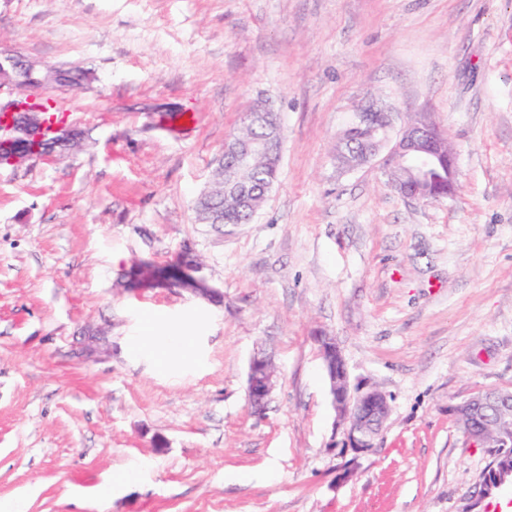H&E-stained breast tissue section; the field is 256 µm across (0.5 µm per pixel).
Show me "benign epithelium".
Wrapping results in <instances>:
<instances>
[{"label": "benign epithelium", "mask_w": 512, "mask_h": 512, "mask_svg": "<svg viewBox=\"0 0 512 512\" xmlns=\"http://www.w3.org/2000/svg\"><path fill=\"white\" fill-rule=\"evenodd\" d=\"M23 70L29 73H43L45 79L35 92H47L58 86V78L68 74L61 67L41 66L19 55H1L0 69ZM47 108L42 103L30 99L23 105L15 100L0 102V148L8 153V164L14 166L36 156L25 148L29 141H45L55 145L59 151L65 150L79 140L82 129L65 121L50 124L44 113ZM276 113L265 103H257L246 118L265 120L273 125V132H278L275 123ZM357 123L370 133H384L380 140L372 139L364 146L359 164L378 160L381 169L390 177L392 187L404 199L422 201L415 190V183L423 179L424 174L437 160L434 152L435 143L442 137L439 128L431 121L430 113L419 115V122L402 127L396 137H390L394 127V113L375 101L360 108ZM59 151L46 150L44 157L58 158ZM257 155H264L269 160L277 156L276 137L266 141L238 140L232 137L224 142L221 157L230 161L228 169L238 170L250 165ZM201 267L195 263L185 265L176 273H154L148 269L133 268L128 276L129 287L135 290H153L176 286L190 296L207 301L220 297L217 288L199 275ZM319 345V356L325 378L329 386L334 409L338 412V422L345 425L346 441L344 446L358 454L379 445L385 424L390 416V403L385 393L376 387L353 386L342 355L336 342L330 336L315 337ZM275 387V371L271 361L265 357L251 358L247 372V393L252 406L261 410ZM494 413L495 423L499 429L512 433V391L488 389L457 404L453 413L465 416L468 426L465 434L472 440L488 448H497L499 443L484 437V428L478 418L486 411Z\"/></svg>", "instance_id": "7a95c632"}]
</instances>
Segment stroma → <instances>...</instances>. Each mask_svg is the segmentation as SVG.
I'll return each instance as SVG.
<instances>
[{"label": "stroma", "mask_w": 512, "mask_h": 512, "mask_svg": "<svg viewBox=\"0 0 512 512\" xmlns=\"http://www.w3.org/2000/svg\"><path fill=\"white\" fill-rule=\"evenodd\" d=\"M0 46L92 74L48 93L86 144L0 165V504L465 512L491 455L452 408L512 388V0H0ZM371 94L431 114L454 195L337 166ZM258 101L277 182L251 223H196ZM187 249L223 305L127 288L135 259ZM170 329L191 343L165 364L141 338ZM320 333L390 400L369 452L335 430ZM257 354L278 372L260 413Z\"/></svg>", "instance_id": "35a3bbf8"}]
</instances>
